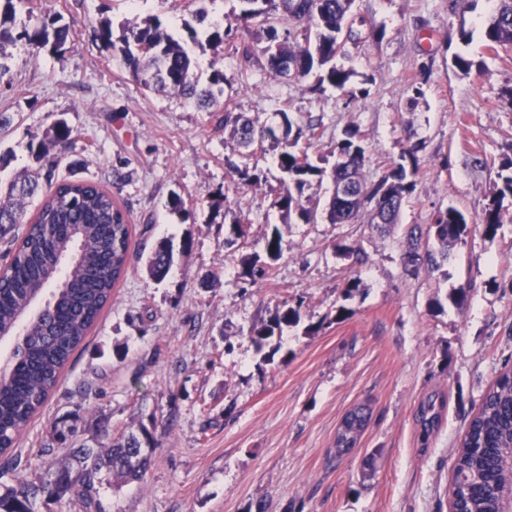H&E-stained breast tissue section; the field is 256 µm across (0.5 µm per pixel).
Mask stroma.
Wrapping results in <instances>:
<instances>
[{
	"instance_id": "obj_1",
	"label": "stroma",
	"mask_w": 512,
	"mask_h": 512,
	"mask_svg": "<svg viewBox=\"0 0 512 512\" xmlns=\"http://www.w3.org/2000/svg\"><path fill=\"white\" fill-rule=\"evenodd\" d=\"M33 2L61 15L73 42L63 54L12 47V70L0 79V113L12 118L0 132V181L31 169V139L65 119L87 148L57 172L100 182L127 206L133 258L58 386L0 453V480L46 476L68 451L38 450L52 423L79 407L88 444L142 425L157 442L141 480L102 491L104 512H248L259 501L266 512H448L466 428L486 389L512 369V221L493 236L469 225L439 269L415 276L402 264V242L438 209L478 216L512 160V111L501 104L512 47L489 49L482 36L495 0H355V14L385 36L337 57L352 73L346 91L243 70L233 46L245 34L240 0ZM197 11L231 35L196 49L203 75L223 73L225 99L265 126L318 123L321 138L299 143L312 159L359 126L363 174L375 181L418 146L415 187L394 228L284 216L275 204L280 148L268 140L245 160L260 184L235 188L229 131L177 95L143 91L119 54L89 35L105 17L117 27L157 18L182 39ZM462 25L472 31L466 44ZM459 55L475 61L470 73L455 67ZM223 192L231 211L217 217L210 204ZM174 193L188 220L166 209ZM239 214L246 234L234 239ZM273 224L283 237L275 275L245 287L242 260L264 256ZM164 239L193 247L155 281L144 261ZM344 245L366 263L352 265ZM352 276L360 290L346 301L349 316L334 320ZM463 285L470 291L459 305ZM287 303L299 305L300 325L285 328L277 347H258L253 325ZM430 397L440 421L426 435L416 412ZM357 405L369 412L365 433L336 457V428Z\"/></svg>"
}]
</instances>
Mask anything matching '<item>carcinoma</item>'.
I'll return each mask as SVG.
<instances>
[{"instance_id":"obj_1","label":"carcinoma","mask_w":512,"mask_h":512,"mask_svg":"<svg viewBox=\"0 0 512 512\" xmlns=\"http://www.w3.org/2000/svg\"><path fill=\"white\" fill-rule=\"evenodd\" d=\"M244 4L242 20L251 41L235 48L247 67H262L277 75L268 45L276 44L278 54L299 64L295 76L306 77L314 67H328L325 79L344 89L352 73L333 65L336 55L347 43L355 45L373 38L380 41L384 30L366 27V21L352 12L354 0H292L293 9L283 11L279 0H240ZM33 13L31 0H0V49L6 44L23 42L34 48L51 46L65 53L71 42V28L60 24L58 14H45L37 22L17 25V9ZM489 47L512 45V0H496V6L482 25ZM94 40L120 53L126 68L146 90L173 91L212 113L216 127L232 126L237 147L249 150L255 140L269 138L286 145L278 155L280 169L288 175V184L278 193L276 204L289 215L297 213L304 223L314 222L312 209L303 204V193L311 177H322L326 169L312 163L308 154L295 150L302 138L319 136L316 126L293 128L285 120L283 137L259 124L254 117L235 114L229 105L219 109V95L224 93V75L215 73L209 84H200L196 65L184 43L174 38L154 18L143 25L124 27L114 37L112 20L104 18L93 28ZM224 115L217 114V111ZM80 144L77 131L65 120L51 125L44 137L30 143V153L37 168L10 183L8 197L33 196L39 179L52 181L60 157ZM331 155L333 183L348 184L351 194L333 193L328 204L331 224H353L364 215L365 203L391 208L389 223H397L404 199L414 183L401 163L376 181L363 176L365 148L360 130L351 126L336 143ZM231 178L240 188L254 187L259 175L230 159H225ZM501 187L491 202L474 219L484 233L493 235L503 222L504 199L512 196V162L498 172ZM22 211L11 203L0 202V234L20 223ZM467 228L465 215L453 206L439 209L427 229L415 225L407 233V248L402 255L405 270L417 275L448 260V250L462 241ZM267 260L249 257L243 262L244 282L258 285L272 276L273 263L282 255V234L272 226L266 234ZM9 261L0 269V340L16 346L0 369V452L12 447L19 432L43 405L49 392L59 382L62 368L84 342L89 329L99 318L112 296L115 284L128 271L131 261L128 213L98 183L75 177L64 178L40 203L35 219L8 252ZM174 259L173 245L160 241L146 262V271L155 281L168 274ZM66 264L64 288L54 294L39 319L30 320L23 335L16 330L29 315L33 304L46 289L49 270ZM301 305L288 307L283 314L252 328L257 346L268 344L275 335L300 322ZM435 402L421 405L419 420L424 435H429L438 421ZM81 407L53 424L52 441L39 456L53 453L54 446L74 448L75 463L63 464L45 479L8 487L0 494V512H35L37 501L66 503L78 512H103L98 487L111 480L130 482L142 477L147 469L156 440L142 425L110 444L98 442L94 448L78 443L77 424ZM512 373L505 372L484 393L478 412L469 422L454 464L452 495L455 507L465 512H490L492 504L512 498Z\"/></svg>"}]
</instances>
